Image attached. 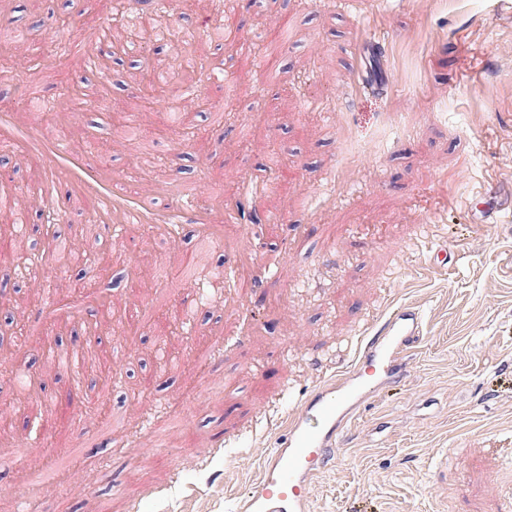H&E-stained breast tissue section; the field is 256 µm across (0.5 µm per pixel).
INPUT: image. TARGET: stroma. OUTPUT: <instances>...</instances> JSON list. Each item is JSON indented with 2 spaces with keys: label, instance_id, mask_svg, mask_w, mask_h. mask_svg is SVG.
Instances as JSON below:
<instances>
[{
  "label": "stroma",
  "instance_id": "35a3bbf8",
  "mask_svg": "<svg viewBox=\"0 0 512 512\" xmlns=\"http://www.w3.org/2000/svg\"><path fill=\"white\" fill-rule=\"evenodd\" d=\"M223 10L224 0H175L171 17L153 21L201 43L203 20ZM274 16L290 42L272 78L259 35ZM112 17L113 0H0V59L20 30L30 54L49 56L37 82L0 79V108L91 154L127 191L207 179L226 248L197 224L179 246L155 224L105 229L73 196L58 231L97 235L99 246L86 262L48 258L42 281H62L81 311L61 321L57 294L0 275L36 328L22 345L0 334L10 354L0 418L11 429L0 439V512H234L288 436L292 411L273 434L262 412L342 382L362 337L399 303L423 315L407 377L351 420L344 454L311 479L306 512H512V201L493 223L480 214L488 178L512 189V0H271L243 13L246 54L200 93L204 107L223 108L219 122L180 112L172 92L142 99L128 68L90 70L85 51ZM354 66L368 85L354 87ZM82 78L86 97L68 100ZM65 105L92 124H71ZM45 179L0 139V206L24 192L35 241ZM239 205L263 218L252 238L241 236ZM283 211L287 222L271 223ZM440 247L451 263L434 261ZM105 291L112 322L87 339L81 312ZM188 315L187 341L158 363L157 346ZM82 342L108 366L109 387L45 369L48 347ZM121 346L130 356L116 366ZM37 411L45 427L32 437L24 425ZM220 433L243 440L231 459L175 483L180 460ZM155 435L166 451L128 458L131 442ZM50 462L62 470L55 483L33 480Z\"/></svg>",
  "mask_w": 512,
  "mask_h": 512
}]
</instances>
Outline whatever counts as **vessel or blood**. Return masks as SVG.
Here are the masks:
<instances>
[{"label":"vessel or blood","instance_id":"b4317fda","mask_svg":"<svg viewBox=\"0 0 512 512\" xmlns=\"http://www.w3.org/2000/svg\"><path fill=\"white\" fill-rule=\"evenodd\" d=\"M0 137L20 144L47 171L43 204L55 212L60 211L67 192L90 200L94 216L109 223L179 224L203 213L211 191L209 184L198 183L186 203L161 209L154 203V194H128L104 167L72 152L64 139L15 128L5 114L0 115ZM421 335L420 311L407 304L392 306L382 328L366 343L350 378L318 388L298 407L284 447L269 452L262 477L243 495L239 512H304L310 476L341 455L347 425L360 405L382 384L405 378L403 359L417 348Z\"/></svg>","mask_w":512,"mask_h":512}]
</instances>
